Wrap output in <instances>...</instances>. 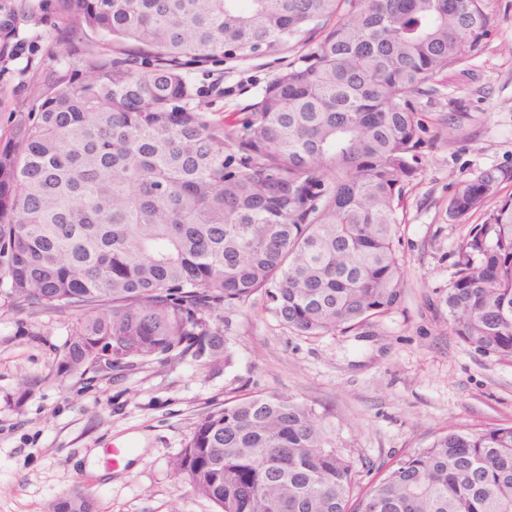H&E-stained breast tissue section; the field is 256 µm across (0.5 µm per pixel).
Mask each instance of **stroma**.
I'll return each instance as SVG.
<instances>
[{"instance_id": "stroma-1", "label": "stroma", "mask_w": 512, "mask_h": 512, "mask_svg": "<svg viewBox=\"0 0 512 512\" xmlns=\"http://www.w3.org/2000/svg\"><path fill=\"white\" fill-rule=\"evenodd\" d=\"M484 51L448 70L426 114L419 172L398 226L404 295L368 335H297L262 297L224 310L231 364L157 356L69 373L61 357L74 316L0 305V512H45L72 491L96 512H216L173 472L198 420L225 400L281 394L315 405L353 460L363 485L440 432L512 425V365L454 336L438 302L459 250L487 210L455 224L448 200L465 183L501 172L512 194V0H486ZM14 16L10 53L0 56V136L28 110L34 80L65 71L74 50L58 0H0ZM308 47L279 55L216 60L188 72L214 119L249 111L265 86ZM456 115L441 129L439 113Z\"/></svg>"}]
</instances>
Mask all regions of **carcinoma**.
I'll list each match as a JSON object with an SVG mask.
<instances>
[{"label":"carcinoma","instance_id":"carcinoma-1","mask_svg":"<svg viewBox=\"0 0 512 512\" xmlns=\"http://www.w3.org/2000/svg\"><path fill=\"white\" fill-rule=\"evenodd\" d=\"M100 35L42 80L0 144V300L78 313L67 371L158 355L229 364L224 307L261 294L301 336L364 335L401 302L399 209L415 101L479 54L485 0H65ZM316 40L249 112L212 121L186 69ZM509 175L464 184L448 217L497 199L440 302L465 344L512 363ZM175 474L218 512H512V426L448 430L364 493L316 408L248 395L204 413ZM49 512H94L74 491Z\"/></svg>","mask_w":512,"mask_h":512}]
</instances>
